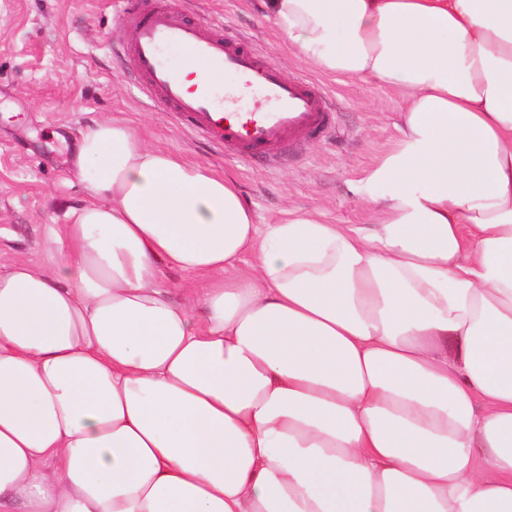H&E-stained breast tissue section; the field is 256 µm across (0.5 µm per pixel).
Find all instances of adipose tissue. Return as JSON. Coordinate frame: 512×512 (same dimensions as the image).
Here are the masks:
<instances>
[{
    "label": "adipose tissue",
    "instance_id": "obj_1",
    "mask_svg": "<svg viewBox=\"0 0 512 512\" xmlns=\"http://www.w3.org/2000/svg\"><path fill=\"white\" fill-rule=\"evenodd\" d=\"M261 6L400 93L371 223H256L96 122L44 265L0 263V512H512V0ZM158 286L174 300H181L202 288V278L182 272L165 264L159 265Z\"/></svg>",
    "mask_w": 512,
    "mask_h": 512
}]
</instances>
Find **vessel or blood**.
Listing matches in <instances>:
<instances>
[{"mask_svg":"<svg viewBox=\"0 0 512 512\" xmlns=\"http://www.w3.org/2000/svg\"><path fill=\"white\" fill-rule=\"evenodd\" d=\"M115 9L124 21L123 39L144 91L215 145L244 159L259 153L270 156L286 142L314 138L328 129L330 104L322 91L286 78L276 64L260 62L246 45L203 37L173 6L141 17L134 0H115ZM170 46L180 49L183 59L201 65L203 75L193 87H186L181 68L165 59ZM227 73L258 92L259 107L241 111V96L219 81Z\"/></svg>","mask_w":512,"mask_h":512,"instance_id":"1","label":"vessel or blood"}]
</instances>
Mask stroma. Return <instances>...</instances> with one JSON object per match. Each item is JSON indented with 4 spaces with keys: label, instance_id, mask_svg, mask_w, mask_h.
Returning a JSON list of instances; mask_svg holds the SVG:
<instances>
[{
    "label": "stroma",
    "instance_id": "35a3bbf8",
    "mask_svg": "<svg viewBox=\"0 0 512 512\" xmlns=\"http://www.w3.org/2000/svg\"><path fill=\"white\" fill-rule=\"evenodd\" d=\"M173 2L202 36L247 39L288 78L317 85L335 110L327 138L283 148L276 162L245 160L213 145L143 96L122 44L113 0H0V260L39 263L44 227L83 201L70 159L81 132L123 119L148 146L231 177L256 216L275 224L312 213L333 224H365L361 188L394 146L399 97L298 58L267 21L260 0Z\"/></svg>",
    "mask_w": 512,
    "mask_h": 512
}]
</instances>
